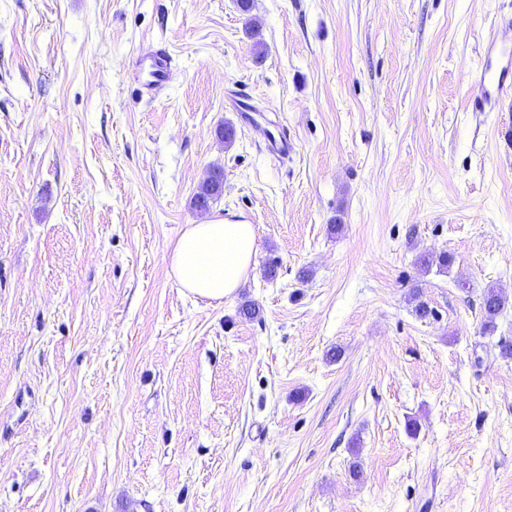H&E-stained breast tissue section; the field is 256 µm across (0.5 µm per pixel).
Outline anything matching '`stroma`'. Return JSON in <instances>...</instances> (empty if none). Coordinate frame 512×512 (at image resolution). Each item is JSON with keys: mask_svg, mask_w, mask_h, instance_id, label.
Here are the masks:
<instances>
[{"mask_svg": "<svg viewBox=\"0 0 512 512\" xmlns=\"http://www.w3.org/2000/svg\"><path fill=\"white\" fill-rule=\"evenodd\" d=\"M492 41L512 0H0V512H512V106L469 107ZM218 215L257 252L215 303L170 255ZM172 71V59L165 50L144 52L136 62V80L147 95L154 96L165 90ZM223 181V174H219L209 183L202 184L193 198V206L200 211L208 210L210 205L222 195ZM506 297L494 287H489L483 295V333L491 334L496 328V319L502 312L506 304Z\"/></svg>", "mask_w": 512, "mask_h": 512, "instance_id": "obj_1", "label": "stroma"}]
</instances>
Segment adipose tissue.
Wrapping results in <instances>:
<instances>
[{
    "instance_id": "obj_1",
    "label": "adipose tissue",
    "mask_w": 512,
    "mask_h": 512,
    "mask_svg": "<svg viewBox=\"0 0 512 512\" xmlns=\"http://www.w3.org/2000/svg\"><path fill=\"white\" fill-rule=\"evenodd\" d=\"M253 225L221 218L188 225L171 266L177 283L194 296L220 301L246 279L256 254Z\"/></svg>"
}]
</instances>
